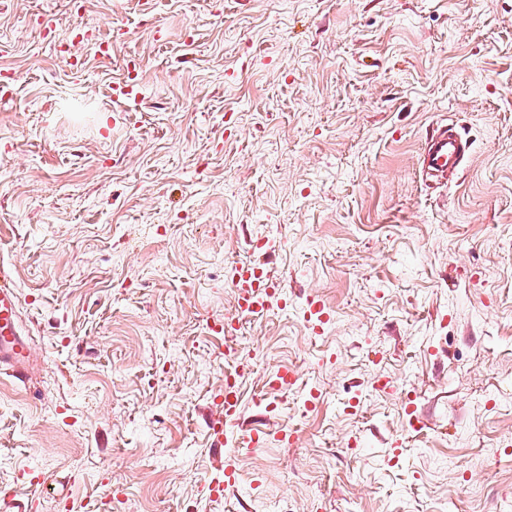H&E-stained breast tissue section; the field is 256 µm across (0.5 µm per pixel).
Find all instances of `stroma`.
<instances>
[{
  "label": "stroma",
  "instance_id": "35a3bbf8",
  "mask_svg": "<svg viewBox=\"0 0 512 512\" xmlns=\"http://www.w3.org/2000/svg\"><path fill=\"white\" fill-rule=\"evenodd\" d=\"M2 66L0 262L32 360L0 371V512H505L512 0H0ZM444 124L472 151L432 185ZM228 261L289 302L243 324L241 356L300 374L260 404L266 370L246 375L234 430L292 441L213 445Z\"/></svg>",
  "mask_w": 512,
  "mask_h": 512
}]
</instances>
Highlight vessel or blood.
<instances>
[{"label": "vessel or blood", "mask_w": 512, "mask_h": 512, "mask_svg": "<svg viewBox=\"0 0 512 512\" xmlns=\"http://www.w3.org/2000/svg\"><path fill=\"white\" fill-rule=\"evenodd\" d=\"M470 154V144L455 128L443 126L427 138L422 151V172L432 181H445L459 172ZM228 279L235 293V313L224 320L225 334H234L241 319L263 315L282 292L280 282L263 267L253 263H233ZM20 303L10 267L0 264V369H10L17 379H24L31 351L20 326ZM223 416L210 427L216 437H223L228 422L242 411L238 376L224 381Z\"/></svg>", "instance_id": "obj_1"}]
</instances>
